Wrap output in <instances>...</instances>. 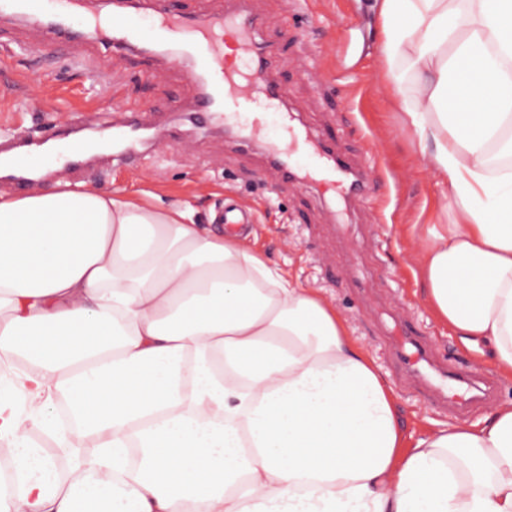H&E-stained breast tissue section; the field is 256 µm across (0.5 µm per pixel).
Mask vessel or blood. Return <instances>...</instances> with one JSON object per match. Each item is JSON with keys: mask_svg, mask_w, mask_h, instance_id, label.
<instances>
[{"mask_svg": "<svg viewBox=\"0 0 512 512\" xmlns=\"http://www.w3.org/2000/svg\"><path fill=\"white\" fill-rule=\"evenodd\" d=\"M224 11L184 13L179 0H167L163 11L143 16L140 0H113L112 9L105 15L84 14L83 0H0V12L12 11L21 17L37 19L48 12L82 19L84 25L97 32L109 34L115 49H172L189 61L184 77L196 86L198 95L190 114L207 113L234 128L245 141L253 140L263 123L267 110L278 111L288 132L287 148H269L267 158L283 180L298 181L299 175L291 168L285 155L287 150L313 152L316 171L329 178L345 182L347 195L366 198L370 191L367 177L355 173L349 159L334 151L329 139L311 135L296 124L295 116L285 108L275 80L268 71L270 50L258 37L259 19L248 11L246 0H227ZM234 44L244 52L247 60L243 68L224 64V48ZM248 112L252 120L240 124L241 113ZM146 116L143 111L124 112L116 130L122 137L113 159L136 166L142 155L155 145L154 138L144 137ZM43 136H18L0 143V175L14 181L17 188L31 184L36 174L56 166L81 169L86 156L74 152L56 161L44 156ZM393 349L399 363L405 364L409 374L424 392L435 401L449 403V384L464 387L467 398L460 405L474 409L488 404L495 395L491 379L476 372L465 371L435 362L429 347L412 332H404Z\"/></svg>", "mask_w": 512, "mask_h": 512, "instance_id": "1", "label": "vessel or blood"}]
</instances>
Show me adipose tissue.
<instances>
[{"label":"adipose tissue","mask_w":512,"mask_h":512,"mask_svg":"<svg viewBox=\"0 0 512 512\" xmlns=\"http://www.w3.org/2000/svg\"><path fill=\"white\" fill-rule=\"evenodd\" d=\"M381 76L455 204L425 300L512 379V0H380ZM191 367L190 382L181 371ZM0 512H512V401L407 443L347 319L191 207L0 195ZM62 474L32 440L54 397Z\"/></svg>","instance_id":"ef3b65f1"}]
</instances>
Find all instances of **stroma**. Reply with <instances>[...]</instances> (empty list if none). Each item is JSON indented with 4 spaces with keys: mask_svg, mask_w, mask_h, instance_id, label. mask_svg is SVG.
Segmentation results:
<instances>
[{
    "mask_svg": "<svg viewBox=\"0 0 512 512\" xmlns=\"http://www.w3.org/2000/svg\"><path fill=\"white\" fill-rule=\"evenodd\" d=\"M373 0H251L265 22L268 39L282 46L271 59L286 106L310 131L334 136L336 151L371 169L372 190L361 201L308 177L301 185L282 182L264 162L268 143L287 144L277 112H269L257 140L239 148L223 124L190 126L185 112L193 86L181 79L186 65L164 57L151 65L136 54L115 52L94 31L80 41L32 52L42 39L33 21L0 16V137L38 135L48 126L80 118L107 125L115 112L139 106L163 112L169 132L142 165L92 167L75 175L59 171L36 184L55 191L74 187L121 190L161 203L191 206L198 223L213 233L232 196L250 209L248 239L303 286L320 289L347 318L353 338L374 358L392 389L408 440L442 424L476 421L478 413H453L425 399L390 349L397 324L423 336L439 362L453 361L497 376V401L512 400V380L495 363L467 349L440 323L422 297L420 273L409 257L411 227L452 224L454 205L423 166L421 150L393 107L379 79V22ZM348 228L346 238L333 225ZM377 235H370V227ZM359 244L368 270L355 288L345 254Z\"/></svg>",
    "mask_w": 512,
    "mask_h": 512,
    "instance_id": "35a3bbf8",
    "label": "stroma"
}]
</instances>
